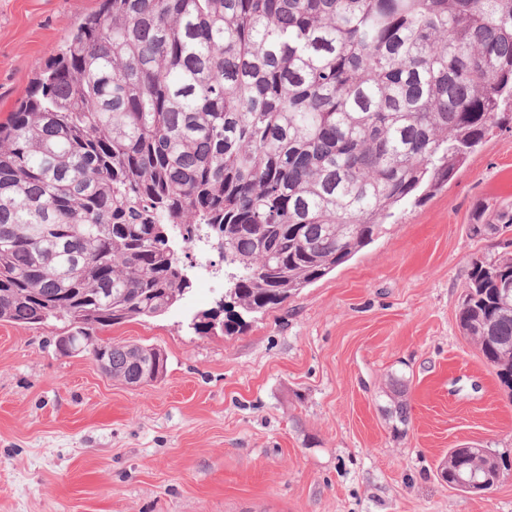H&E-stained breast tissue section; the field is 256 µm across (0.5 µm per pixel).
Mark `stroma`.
I'll use <instances>...</instances> for the list:
<instances>
[{
    "mask_svg": "<svg viewBox=\"0 0 512 512\" xmlns=\"http://www.w3.org/2000/svg\"><path fill=\"white\" fill-rule=\"evenodd\" d=\"M101 0H0V122ZM512 209V120L459 174L373 243L238 332L187 326L224 292L98 330L164 353L132 387L91 355H61L63 322H0V512H512V390L464 336L471 259L512 250L486 206ZM408 381L407 432L383 414ZM502 458L493 490L452 489L449 449Z\"/></svg>",
    "mask_w": 512,
    "mask_h": 512,
    "instance_id": "1",
    "label": "stroma"
}]
</instances>
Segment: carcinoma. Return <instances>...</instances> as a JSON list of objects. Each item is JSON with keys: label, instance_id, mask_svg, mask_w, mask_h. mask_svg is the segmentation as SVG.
<instances>
[{"label": "carcinoma", "instance_id": "obj_1", "mask_svg": "<svg viewBox=\"0 0 512 512\" xmlns=\"http://www.w3.org/2000/svg\"><path fill=\"white\" fill-rule=\"evenodd\" d=\"M508 108L512 0H103L0 123V321H63L105 375L154 381L160 350L91 331L180 306L195 239L233 281L188 328L232 334L454 179ZM458 320L512 391V256L469 263ZM464 473L487 493L499 457L453 448L440 476Z\"/></svg>", "mask_w": 512, "mask_h": 512}]
</instances>
